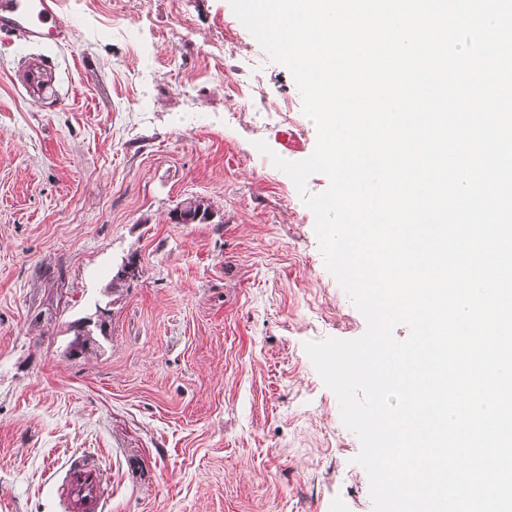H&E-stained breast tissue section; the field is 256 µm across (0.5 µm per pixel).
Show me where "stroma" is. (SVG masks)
I'll use <instances>...</instances> for the list:
<instances>
[{"label":"stroma","instance_id":"stroma-1","mask_svg":"<svg viewBox=\"0 0 512 512\" xmlns=\"http://www.w3.org/2000/svg\"><path fill=\"white\" fill-rule=\"evenodd\" d=\"M59 2L75 47L0 28V512H65L82 456L103 512H373L304 348L367 323L302 200L328 178L300 191L270 159L316 146L291 73L228 0ZM263 101L281 111L258 123ZM191 197L213 223H169ZM106 302L70 358L69 324ZM107 317L106 313L99 311L97 320L84 318L72 322L69 325V331L72 333L73 338L69 342L67 354L72 358L84 355L95 342V330L99 331L102 335L106 333Z\"/></svg>","mask_w":512,"mask_h":512}]
</instances>
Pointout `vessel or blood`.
Returning <instances> with one entry per match:
<instances>
[{"label":"vessel or blood","instance_id":"obj_1","mask_svg":"<svg viewBox=\"0 0 512 512\" xmlns=\"http://www.w3.org/2000/svg\"><path fill=\"white\" fill-rule=\"evenodd\" d=\"M58 0H0V25L26 40L54 37L71 42L72 31L58 15ZM61 495L69 512H101L103 490L92 459L71 462L61 483Z\"/></svg>","mask_w":512,"mask_h":512}]
</instances>
